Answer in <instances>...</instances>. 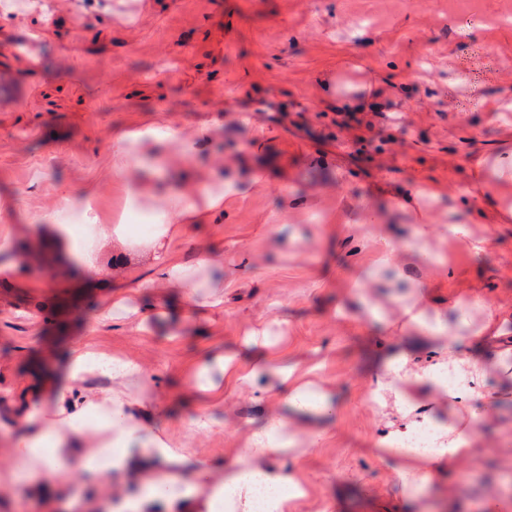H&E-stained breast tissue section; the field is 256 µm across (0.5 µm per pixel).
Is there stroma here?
<instances>
[{"instance_id":"1","label":"stroma","mask_w":512,"mask_h":512,"mask_svg":"<svg viewBox=\"0 0 512 512\" xmlns=\"http://www.w3.org/2000/svg\"><path fill=\"white\" fill-rule=\"evenodd\" d=\"M337 76L364 111L339 112L319 80ZM388 94L373 96L375 86ZM208 138L192 156L166 144L174 169L197 182L221 173L234 194L210 222L186 225L175 258L192 262L219 246L224 265L200 280L224 284V305L209 308L147 290L130 295V313L106 317L129 274L145 259L84 281L73 276L36 287L16 269L0 288V421L7 393L33 384L45 355L64 360L88 346L139 364L149 421L178 454L163 467L210 506L228 466H290L304 495L290 512H442L455 498L463 512H512V377L487 358V387L504 394L484 405L477 454L434 483L424 501L402 493L377 433L392 408L366 397L377 344L406 340L401 304L377 287L370 313L357 291L385 246L407 266L398 292L435 289L449 311L452 287L475 290L492 306H512V223L474 217L464 241L415 235V208L440 226L449 211L476 209L491 182L480 161L512 155V0H0V229L38 223L63 193L93 194L103 217L122 207L115 137L133 125ZM439 185V202L396 208L395 195ZM364 236L347 239L346 225ZM468 239V240H469ZM269 356L332 394L333 411L316 446L252 457L251 426L282 405L281 383L262 373L240 384L221 360ZM205 372L210 390L191 383ZM207 415L209 431L192 423ZM24 429L0 433V512H116L141 491L108 473L102 487L84 480L86 448L64 449L63 490L54 505L23 488ZM207 471H200L199 463Z\"/></svg>"}]
</instances>
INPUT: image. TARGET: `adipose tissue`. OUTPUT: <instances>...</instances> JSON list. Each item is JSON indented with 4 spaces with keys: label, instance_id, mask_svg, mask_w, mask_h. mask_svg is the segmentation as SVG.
<instances>
[{
    "label": "adipose tissue",
    "instance_id": "obj_1",
    "mask_svg": "<svg viewBox=\"0 0 512 512\" xmlns=\"http://www.w3.org/2000/svg\"><path fill=\"white\" fill-rule=\"evenodd\" d=\"M174 137V132L146 126L127 130L117 140V170L126 178L128 207L153 210L147 237H135L121 215L109 224H91L86 237L76 236L74 220L87 216L90 200L68 194L60 198L45 223L34 225V234L51 242L72 266L93 278L106 272L99 260L105 249L123 254L147 252L153 275L142 280V287L176 289L187 301H194L196 266L217 264L221 258L208 251L190 265L172 256L170 243L183 225L205 223L211 213L223 208L230 187L217 178L189 195L174 190L157 152L158 146ZM498 174L496 190L480 195L481 209L491 213L496 223L508 224L512 222V164L499 165ZM474 308L484 311L475 329L468 322ZM403 309L405 325L414 337L397 349L375 353L369 398L392 400L397 419L388 423L378 445L393 462L407 496L413 497L447 476L454 463L473 457L475 404L486 385L483 359L490 355L502 362L512 358V308L489 307L481 295L467 292L457 295L456 316L451 321L441 310L432 309L424 294L404 302ZM97 369L109 371L117 389L81 391L85 375ZM291 377V370H281L287 414L269 417L252 432L246 444L250 455L280 454L286 447L282 430L292 420L303 421L311 438L321 436L323 421L332 410L330 392L294 384ZM147 381V375L132 362L118 357L106 360L78 346L71 349L63 370L46 368L47 391L14 394L15 417L30 428L20 445L26 450V475L34 491L52 493L48 480L60 472L58 449L77 448L86 442L97 450L84 467L90 484L107 470L137 472L173 458L169 444L132 412L133 397L127 386ZM430 396L447 401V418L429 410L425 400ZM423 428L432 432L430 447H407V440ZM258 483L278 491L268 505L269 512H285L286 504L302 494L286 469L255 467L225 469L214 495L223 499L228 512H251Z\"/></svg>",
    "mask_w": 512,
    "mask_h": 512
}]
</instances>
